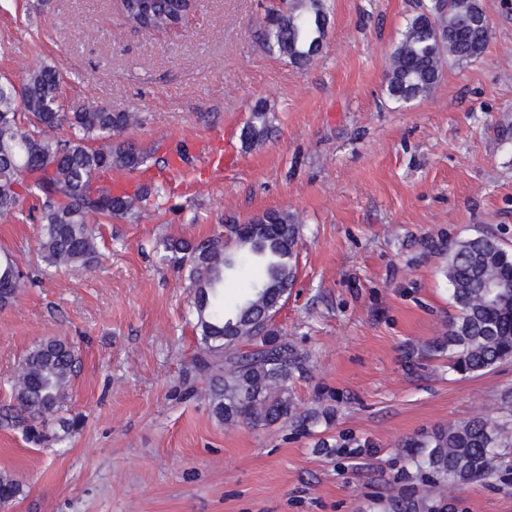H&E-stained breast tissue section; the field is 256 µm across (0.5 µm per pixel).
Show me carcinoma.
<instances>
[{"mask_svg":"<svg viewBox=\"0 0 512 512\" xmlns=\"http://www.w3.org/2000/svg\"><path fill=\"white\" fill-rule=\"evenodd\" d=\"M119 15L135 29L176 26L190 9L188 0H119ZM480 0H428L406 24L386 77L388 96L405 104L428 94L442 76L447 58L464 64L486 48ZM329 23L325 0H281L266 16L267 49L305 65L317 55ZM62 74L36 67L22 87L0 80V215L18 210L21 193L36 199L40 214L37 252L52 275L68 266L91 268L98 258L94 225L103 219L134 215L135 202L149 199L144 186L134 196L98 183L101 174L132 173L149 154L119 136L132 115L107 106L63 112L59 102ZM270 109L254 104L244 139L264 141L271 129ZM68 128L64 138L48 133ZM99 146L94 147L92 143ZM274 223L250 224L234 236L233 249L223 236L191 241L173 235L156 242L161 264L185 273L192 292L188 312L199 340L195 364L200 370L224 366L212 382V412L226 423L258 427L296 416L287 383L304 371L305 356L277 336L270 315L297 277L300 226L286 210L273 211ZM245 263H258L263 277L244 289L237 302L224 305V282ZM457 315L448 323L438 348L448 351L453 370L482 374L512 359V251L492 234L454 241L444 269ZM25 282L20 265L0 255V304L14 300ZM496 287L487 288L485 284ZM75 349L50 337L27 352L11 385L17 413L27 429L56 411L75 372ZM508 436L491 415L439 427L415 444L412 461L451 490L485 480Z\"/></svg>","mask_w":512,"mask_h":512,"instance_id":"1","label":"carcinoma"}]
</instances>
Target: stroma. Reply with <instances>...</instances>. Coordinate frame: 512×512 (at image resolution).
I'll return each instance as SVG.
<instances>
[{"label":"stroma","mask_w":512,"mask_h":512,"mask_svg":"<svg viewBox=\"0 0 512 512\" xmlns=\"http://www.w3.org/2000/svg\"><path fill=\"white\" fill-rule=\"evenodd\" d=\"M275 2L196 0L180 26L136 31L115 0H0V76L50 65L64 111L134 113L124 137L151 158L120 180L160 190L97 225L94 267L51 276L34 199L0 215V251L28 271L0 305V472L22 487L0 512H512L511 456L451 492L405 448L483 414L512 434V361L464 377L436 347L456 313L449 244L485 231L512 249V0H480L484 52L408 104L385 79L417 0H328L307 66L260 44ZM260 100L273 129L251 146ZM273 209L302 227L274 327L306 365L287 384L296 418L253 428L214 417L189 284L155 244ZM48 337L75 344L78 368L35 443L10 419L8 380Z\"/></svg>","instance_id":"stroma-1"}]
</instances>
